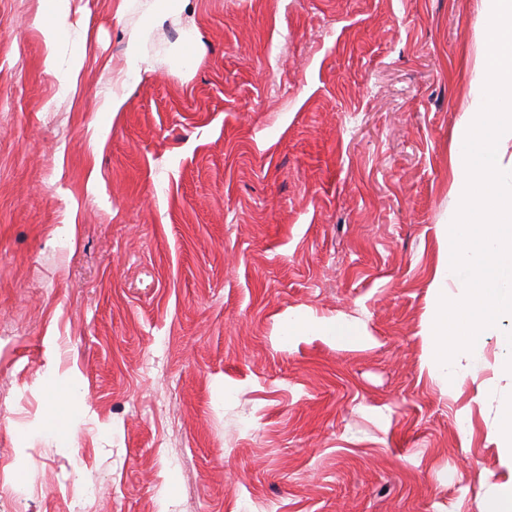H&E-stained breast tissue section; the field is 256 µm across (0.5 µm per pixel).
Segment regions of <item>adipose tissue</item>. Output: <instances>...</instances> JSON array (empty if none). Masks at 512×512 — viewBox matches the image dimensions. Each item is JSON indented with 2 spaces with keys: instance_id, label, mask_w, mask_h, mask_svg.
<instances>
[{
  "instance_id": "ef3b65f1",
  "label": "adipose tissue",
  "mask_w": 512,
  "mask_h": 512,
  "mask_svg": "<svg viewBox=\"0 0 512 512\" xmlns=\"http://www.w3.org/2000/svg\"><path fill=\"white\" fill-rule=\"evenodd\" d=\"M182 0H146L145 14L148 24L133 32L126 44L125 74L134 80H141L151 62L146 53V43L151 29L174 20L181 10ZM73 0H42L40 11L35 17V25L43 35L46 47L44 65L56 73L59 96L74 93L79 73L85 60L83 49H76L69 58H61L58 47L62 41L82 33V25L76 20ZM282 341L292 342L300 337H316L339 345H352L364 336L354 321L318 317L312 313L295 310L289 312L279 329ZM487 438L497 449L501 477L492 485L489 497L479 506V512H512V397L500 400L498 419L489 426Z\"/></svg>"
}]
</instances>
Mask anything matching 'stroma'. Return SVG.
I'll use <instances>...</instances> for the list:
<instances>
[{
    "instance_id": "obj_1",
    "label": "stroma",
    "mask_w": 512,
    "mask_h": 512,
    "mask_svg": "<svg viewBox=\"0 0 512 512\" xmlns=\"http://www.w3.org/2000/svg\"><path fill=\"white\" fill-rule=\"evenodd\" d=\"M82 4L62 99L0 0V512H478L512 379L490 336L446 389L420 331L481 0H188L137 82L142 0ZM279 336L290 344L299 337H316L330 340L336 345H353L367 336L354 321L318 317L312 313L295 310L288 313L280 325Z\"/></svg>"
}]
</instances>
